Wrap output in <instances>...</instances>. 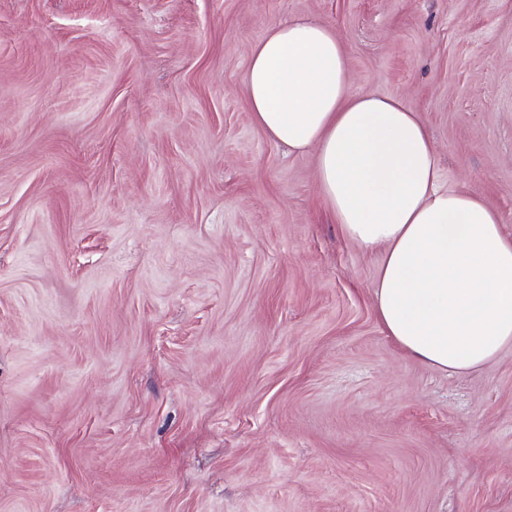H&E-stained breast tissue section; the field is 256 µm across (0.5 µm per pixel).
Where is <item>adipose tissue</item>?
Wrapping results in <instances>:
<instances>
[{"label": "adipose tissue", "instance_id": "ef3b65f1", "mask_svg": "<svg viewBox=\"0 0 512 512\" xmlns=\"http://www.w3.org/2000/svg\"><path fill=\"white\" fill-rule=\"evenodd\" d=\"M244 87L270 138L315 149L321 194L346 236L367 251L384 248L375 311L407 355L463 374L512 346V238L478 192L440 186L417 112L352 93L349 60L328 24L269 27Z\"/></svg>", "mask_w": 512, "mask_h": 512}]
</instances>
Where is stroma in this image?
<instances>
[{"mask_svg": "<svg viewBox=\"0 0 512 512\" xmlns=\"http://www.w3.org/2000/svg\"><path fill=\"white\" fill-rule=\"evenodd\" d=\"M296 18L512 236V0H0V512H512V347L401 351L253 120Z\"/></svg>", "mask_w": 512, "mask_h": 512, "instance_id": "obj_1", "label": "stroma"}]
</instances>
